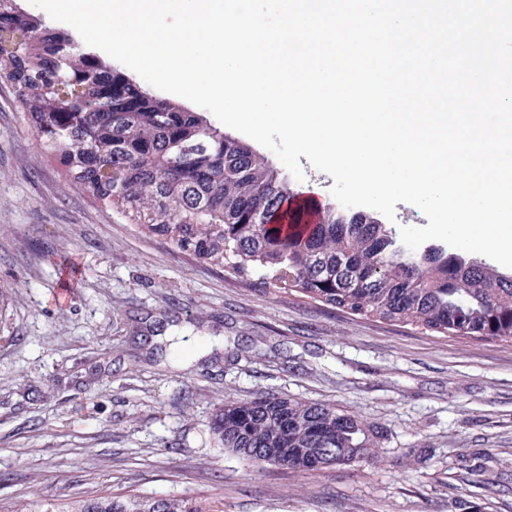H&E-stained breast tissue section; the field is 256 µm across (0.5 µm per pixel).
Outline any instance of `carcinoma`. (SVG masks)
Segmentation results:
<instances>
[{
	"label": "carcinoma",
	"instance_id": "carcinoma-1",
	"mask_svg": "<svg viewBox=\"0 0 512 512\" xmlns=\"http://www.w3.org/2000/svg\"><path fill=\"white\" fill-rule=\"evenodd\" d=\"M0 66L45 148L95 201L178 251L297 288L327 306L452 336L512 343V278L440 248L409 251L372 216L325 208L304 231L293 189L259 153L188 106L143 89L74 38L0 0ZM211 434L248 464L305 473L365 458L378 431L290 396L224 400ZM29 512H219L175 495L41 499Z\"/></svg>",
	"mask_w": 512,
	"mask_h": 512
}]
</instances>
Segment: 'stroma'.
I'll use <instances>...</instances> for the list:
<instances>
[{"label":"stroma","mask_w":512,"mask_h":512,"mask_svg":"<svg viewBox=\"0 0 512 512\" xmlns=\"http://www.w3.org/2000/svg\"><path fill=\"white\" fill-rule=\"evenodd\" d=\"M266 393L381 428L375 457L293 473L214 445L222 401ZM101 490L221 512H512V345L177 251L82 192L0 83V512Z\"/></svg>","instance_id":"stroma-1"}]
</instances>
